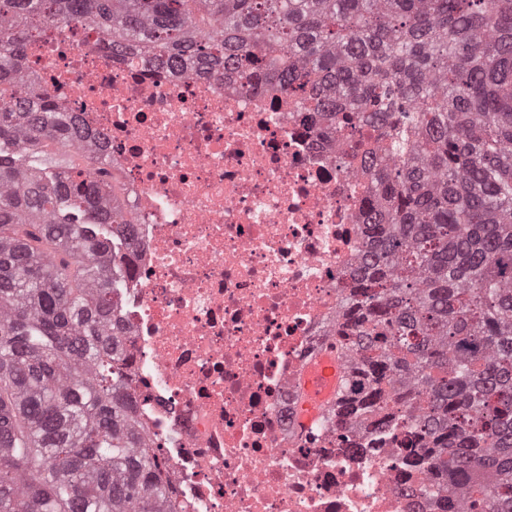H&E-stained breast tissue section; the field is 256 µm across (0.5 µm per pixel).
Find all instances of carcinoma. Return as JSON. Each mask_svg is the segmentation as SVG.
<instances>
[{
	"label": "carcinoma",
	"instance_id": "obj_1",
	"mask_svg": "<svg viewBox=\"0 0 512 512\" xmlns=\"http://www.w3.org/2000/svg\"><path fill=\"white\" fill-rule=\"evenodd\" d=\"M248 85H309L393 168L361 263L389 346L361 327L369 399L415 386L431 448L479 512H512V0H0V512H178L112 320L132 241L95 137L27 83L40 27Z\"/></svg>",
	"mask_w": 512,
	"mask_h": 512
}]
</instances>
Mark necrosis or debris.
Segmentation results:
<instances>
[{
  "label": "necrosis or debris",
  "mask_w": 512,
  "mask_h": 512,
  "mask_svg": "<svg viewBox=\"0 0 512 512\" xmlns=\"http://www.w3.org/2000/svg\"><path fill=\"white\" fill-rule=\"evenodd\" d=\"M26 73L121 178L135 246L120 291L138 417L182 512H461L421 445L416 389L294 422L302 370L384 312L353 304L375 225L377 131L329 134L298 90L183 75L113 52L79 20L30 39Z\"/></svg>",
  "instance_id": "1"
}]
</instances>
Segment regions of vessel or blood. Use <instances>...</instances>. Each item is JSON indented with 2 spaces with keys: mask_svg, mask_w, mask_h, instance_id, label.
<instances>
[{
  "mask_svg": "<svg viewBox=\"0 0 512 512\" xmlns=\"http://www.w3.org/2000/svg\"><path fill=\"white\" fill-rule=\"evenodd\" d=\"M342 374L343 363L332 349L325 350L307 365L300 380V401L296 409L299 425H309L335 400Z\"/></svg>",
  "mask_w": 512,
  "mask_h": 512,
  "instance_id": "obj_1",
  "label": "vessel or blood"
}]
</instances>
